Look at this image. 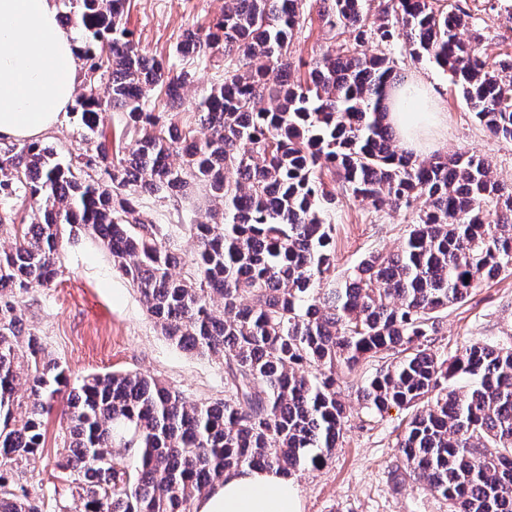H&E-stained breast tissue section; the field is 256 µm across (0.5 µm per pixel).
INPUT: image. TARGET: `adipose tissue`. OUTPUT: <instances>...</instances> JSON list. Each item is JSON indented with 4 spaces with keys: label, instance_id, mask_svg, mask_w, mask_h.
Instances as JSON below:
<instances>
[{
    "label": "adipose tissue",
    "instance_id": "ef3b65f1",
    "mask_svg": "<svg viewBox=\"0 0 512 512\" xmlns=\"http://www.w3.org/2000/svg\"><path fill=\"white\" fill-rule=\"evenodd\" d=\"M79 45L56 0H0V140L35 143L59 121L78 83ZM388 121L405 149L420 151L446 125L425 82L389 89ZM194 512H300L294 483L271 470L228 472Z\"/></svg>",
    "mask_w": 512,
    "mask_h": 512
}]
</instances>
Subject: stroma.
Segmentation results:
<instances>
[{"label":"stroma","instance_id":"1","mask_svg":"<svg viewBox=\"0 0 512 512\" xmlns=\"http://www.w3.org/2000/svg\"><path fill=\"white\" fill-rule=\"evenodd\" d=\"M467 11L466 40L488 60L512 57V0H448ZM225 0H127L124 26L133 32L141 51L191 72L185 103L172 120L181 127L199 129L196 104L224 77V56L209 53L185 57L176 48L186 30L208 25L224 10ZM342 36L323 27L308 14L290 45V61L311 57L342 43ZM410 80L429 83L448 115V128L435 151L444 155L473 150L492 165L494 177L512 184V142L491 136L477 122L447 75L427 63L409 64ZM42 142L54 147L60 160L88 147L78 119L64 112L59 124ZM142 210L158 224H198L206 221L208 203L201 190L178 201L144 198ZM335 224L336 273L344 275L369 253H388L398 247L407 225L399 210H377L366 202L337 193L331 214ZM62 273L47 288H36L24 298L25 318L41 337L47 351L58 357L72 377L110 372H144L196 400L224 396V371L207 357L178 349L156 326L138 291L112 266L108 252L81 230L64 235L60 245ZM484 342L512 344V276L482 282L465 301L450 306L439 321L433 350L454 356L465 345ZM370 360L348 376L341 395L351 410L344 435L327 465L293 475L301 512H448L447 502L431 493L422 480L397 479L402 454L396 446L410 417L391 408L378 415L364 408L359 387L375 374ZM59 416L48 419L43 457L31 465L26 480L34 495L53 499L67 486L53 461L60 444Z\"/></svg>","mask_w":512,"mask_h":512}]
</instances>
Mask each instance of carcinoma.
Masks as SVG:
<instances>
[{
    "label": "carcinoma",
    "instance_id": "1",
    "mask_svg": "<svg viewBox=\"0 0 512 512\" xmlns=\"http://www.w3.org/2000/svg\"><path fill=\"white\" fill-rule=\"evenodd\" d=\"M367 2L226 0L177 46L224 51V80L196 104L209 131L199 138L146 108L156 95L180 109L192 74L140 52L122 25L126 0H61L84 37L73 112L93 133L119 110L139 138L115 160L103 143L65 164L39 142L0 150V197L35 203L28 224L0 214V512H44L24 478L59 402L55 467L82 512H191L226 472L319 468L348 422L342 374L370 358L382 365L361 387L366 408L411 411L401 475L423 479L449 512H512V344L472 343L450 359L431 350L441 313L512 275V186L475 151L421 159L399 148L380 105L404 68L359 47L403 39L411 62L450 74L479 124L509 141L512 58L478 54L460 37L467 13L446 0H378L374 14ZM314 5L353 43L294 79L288 49ZM327 172L356 200L414 215L395 252L369 254L330 288ZM197 184L212 206L189 227L197 249L186 261L139 200L176 201ZM63 224L100 242L168 340L223 366L224 398L191 400L138 372L71 382L22 308L60 274Z\"/></svg>",
    "mask_w": 512,
    "mask_h": 512
}]
</instances>
